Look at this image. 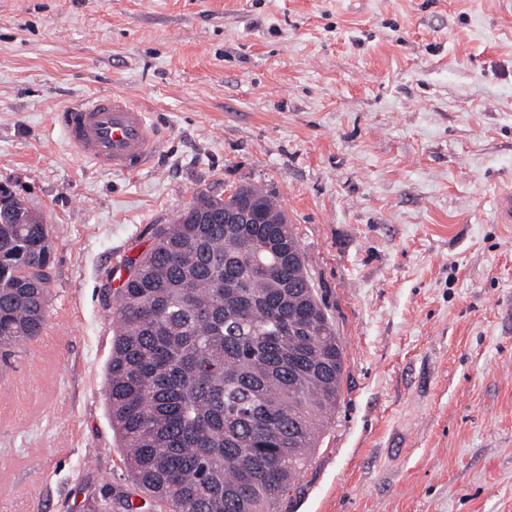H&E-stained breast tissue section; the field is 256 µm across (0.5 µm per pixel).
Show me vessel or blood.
Instances as JSON below:
<instances>
[{
    "mask_svg": "<svg viewBox=\"0 0 512 512\" xmlns=\"http://www.w3.org/2000/svg\"><path fill=\"white\" fill-rule=\"evenodd\" d=\"M68 144L97 166L137 172L163 147L159 127L128 97L94 94L56 112Z\"/></svg>",
    "mask_w": 512,
    "mask_h": 512,
    "instance_id": "1",
    "label": "vessel or blood"
}]
</instances>
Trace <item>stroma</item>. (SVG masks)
Segmentation results:
<instances>
[{"label": "stroma", "mask_w": 512, "mask_h": 512, "mask_svg": "<svg viewBox=\"0 0 512 512\" xmlns=\"http://www.w3.org/2000/svg\"><path fill=\"white\" fill-rule=\"evenodd\" d=\"M146 107L167 145L96 167L55 110ZM266 190L345 347L280 512H512V0H0V185L54 246L51 361L0 355V512L132 490L107 289L198 194Z\"/></svg>", "instance_id": "obj_1"}]
</instances>
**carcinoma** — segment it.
I'll use <instances>...</instances> for the list:
<instances>
[{"mask_svg":"<svg viewBox=\"0 0 512 512\" xmlns=\"http://www.w3.org/2000/svg\"><path fill=\"white\" fill-rule=\"evenodd\" d=\"M245 199L265 223L194 224L217 215L201 194L126 260L114 291L105 397L147 496H116L124 512H274L337 406L344 345L299 240L257 186L238 187L224 208ZM51 240L40 214L0 185L1 352L42 335ZM258 248L276 251L271 267L255 266ZM82 512L111 507L95 492Z\"/></svg>","mask_w":512,"mask_h":512,"instance_id":"1","label":"carcinoma"}]
</instances>
